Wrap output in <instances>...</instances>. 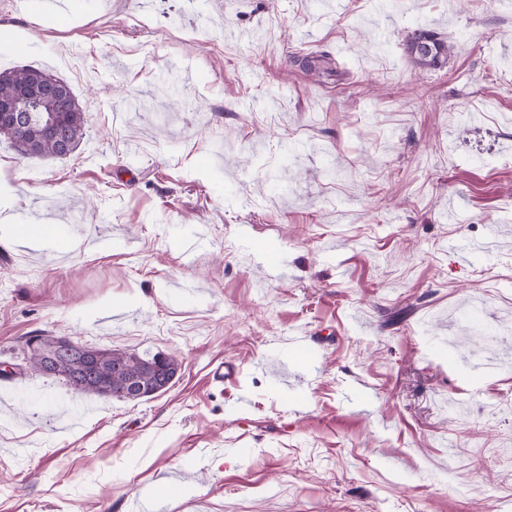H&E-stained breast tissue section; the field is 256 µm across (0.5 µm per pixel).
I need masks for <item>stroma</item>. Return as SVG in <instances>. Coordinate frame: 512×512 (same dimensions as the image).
<instances>
[{"label":"stroma","mask_w":512,"mask_h":512,"mask_svg":"<svg viewBox=\"0 0 512 512\" xmlns=\"http://www.w3.org/2000/svg\"><path fill=\"white\" fill-rule=\"evenodd\" d=\"M64 2L0 0V69L88 114L64 158L0 139V365L41 334L181 370L133 402L0 377V512H132L167 474L165 512H512V0ZM453 45L438 33L415 29L405 40V52L411 63L420 69H440L448 63Z\"/></svg>","instance_id":"stroma-1"}]
</instances>
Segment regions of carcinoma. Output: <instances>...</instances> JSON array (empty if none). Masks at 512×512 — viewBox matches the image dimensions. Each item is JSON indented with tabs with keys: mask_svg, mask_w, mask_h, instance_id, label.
Here are the masks:
<instances>
[{
	"mask_svg": "<svg viewBox=\"0 0 512 512\" xmlns=\"http://www.w3.org/2000/svg\"><path fill=\"white\" fill-rule=\"evenodd\" d=\"M453 46L438 33L426 29H415L405 40V52L411 63L420 69H440L447 65ZM41 75L57 82L64 79L51 73L31 67L22 66L0 72V94L9 95L31 76ZM24 114L26 135L15 136L10 131L0 132V138L9 141L11 147L25 157H57V136H62L75 150L86 133L87 116L75 94H70L67 101L55 98H42L35 101H24L21 106ZM103 360L97 364L81 358H73L68 364L42 366L37 361L26 364H14L13 370L5 373V377L20 376L29 369L46 375L61 378L75 393L86 396H104L106 389L114 388L122 382V377L112 373V360L125 358L130 363L129 373L143 377L145 393L149 397L166 392L165 379L159 372L148 374L142 368L156 361L161 353L140 355L120 350L102 352Z\"/></svg>",
	"mask_w": 512,
	"mask_h": 512,
	"instance_id": "1",
	"label": "carcinoma"
}]
</instances>
